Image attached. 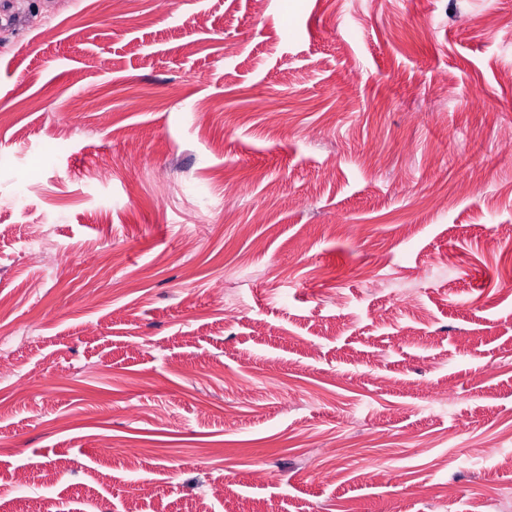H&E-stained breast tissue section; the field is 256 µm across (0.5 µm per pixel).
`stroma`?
Instances as JSON below:
<instances>
[{
    "label": "stroma",
    "instance_id": "35a3bbf8",
    "mask_svg": "<svg viewBox=\"0 0 512 512\" xmlns=\"http://www.w3.org/2000/svg\"><path fill=\"white\" fill-rule=\"evenodd\" d=\"M9 8L0 512H494L512 0Z\"/></svg>",
    "mask_w": 512,
    "mask_h": 512
}]
</instances>
